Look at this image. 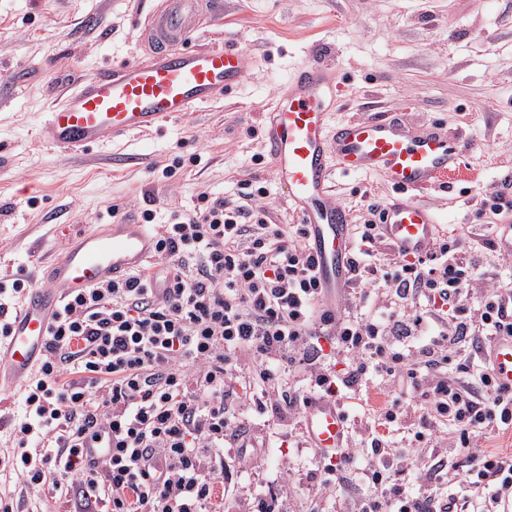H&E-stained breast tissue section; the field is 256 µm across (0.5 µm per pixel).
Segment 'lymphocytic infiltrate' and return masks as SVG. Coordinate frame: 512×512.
<instances>
[{
	"label": "lymphocytic infiltrate",
	"mask_w": 512,
	"mask_h": 512,
	"mask_svg": "<svg viewBox=\"0 0 512 512\" xmlns=\"http://www.w3.org/2000/svg\"><path fill=\"white\" fill-rule=\"evenodd\" d=\"M202 193L171 211L159 232V265L66 295L37 375L22 389L12 427L14 471L27 491L0 512H36L43 492L75 512H222L224 443L246 415L271 409L291 425L315 395L343 398L367 386L390 395L381 411L350 417L320 483L338 482L365 458L366 487L348 512H502L512 506V455L485 450V434L512 430V391L487 361L512 335V235L461 248L437 236L424 253L381 262L375 222L356 225L353 286L328 312L317 262L300 224H270L253 207ZM414 403H403L401 393ZM112 437L104 461L83 442ZM465 457L463 493L442 482L405 490L424 469L420 449Z\"/></svg>",
	"instance_id": "obj_1"
}]
</instances>
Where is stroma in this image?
Here are the masks:
<instances>
[{"label": "stroma", "mask_w": 512, "mask_h": 512, "mask_svg": "<svg viewBox=\"0 0 512 512\" xmlns=\"http://www.w3.org/2000/svg\"><path fill=\"white\" fill-rule=\"evenodd\" d=\"M222 14L202 11L187 44L247 50L254 66L226 97L192 109L159 130L133 134L81 154L39 140L37 124L59 82L69 90L105 70L145 60L141 33L160 0H0V278L37 282L40 265L64 246L52 226L83 228L111 217L158 219L192 209L200 193L241 203L242 184L257 181L268 223L293 224L287 190L263 148L264 126L283 79L299 64H332L341 92L330 114L338 124L360 116L426 121L454 134L462 166L447 188L418 194L440 233L478 241L485 224L512 223V209L487 213L485 201L512 202V0H223ZM196 164L170 178L174 158ZM351 223L393 188L378 172L332 175ZM254 466H224L233 485L224 512L268 494L290 468L294 490L281 512H344L362 486L356 474L322 488L323 459L304 430L288 432L272 412L250 417Z\"/></svg>", "instance_id": "obj_1"}]
</instances>
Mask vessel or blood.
Here are the masks:
<instances>
[{
    "mask_svg": "<svg viewBox=\"0 0 512 512\" xmlns=\"http://www.w3.org/2000/svg\"><path fill=\"white\" fill-rule=\"evenodd\" d=\"M197 0H167L145 28L150 57L87 80L78 90L59 86L39 122L42 141L64 151H86L112 138L159 129L170 118L213 101L240 85L253 65L245 50L185 47L195 32ZM339 92L324 62H306L286 77L265 128L264 149L316 258L328 305L351 284V226L346 209L328 188L331 172L382 173L398 192L383 224L396 249L427 248L438 219L413 201L460 168L452 136L434 122L410 130L396 118H355L330 125L325 104ZM64 251L44 263L40 282L21 300L0 338V390L23 383L39 363L49 325L64 294L117 281L140 270L156 253L145 225L116 220L97 228L64 230ZM489 362L498 383L512 388V336L498 337ZM309 443L326 455L342 447L347 414L336 399L312 398L306 408Z\"/></svg>",
    "mask_w": 512,
    "mask_h": 512,
    "instance_id": "vessel-or-blood-1",
    "label": "vessel or blood"
}]
</instances>
